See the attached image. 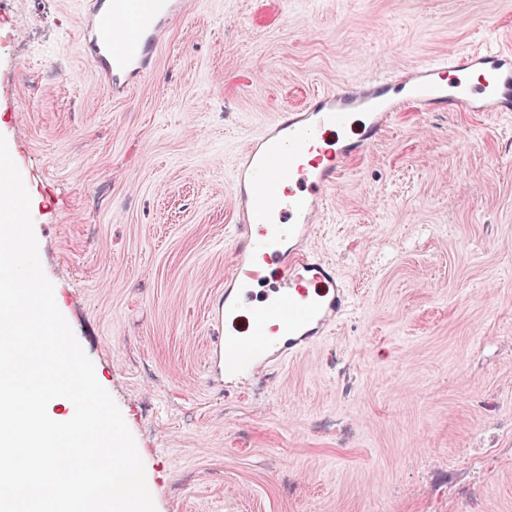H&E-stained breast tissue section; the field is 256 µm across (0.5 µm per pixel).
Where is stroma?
Here are the masks:
<instances>
[{"mask_svg":"<svg viewBox=\"0 0 512 512\" xmlns=\"http://www.w3.org/2000/svg\"><path fill=\"white\" fill-rule=\"evenodd\" d=\"M487 31L512 44V0H193L115 98L79 0L0 17V136L156 512H512V113H396L312 240L350 314L244 394L207 361L251 137L302 95Z\"/></svg>","mask_w":512,"mask_h":512,"instance_id":"1","label":"stroma"}]
</instances>
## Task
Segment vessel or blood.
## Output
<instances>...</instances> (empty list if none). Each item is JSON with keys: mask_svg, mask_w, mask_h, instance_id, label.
I'll list each match as a JSON object with an SVG mask.
<instances>
[{"mask_svg": "<svg viewBox=\"0 0 512 512\" xmlns=\"http://www.w3.org/2000/svg\"><path fill=\"white\" fill-rule=\"evenodd\" d=\"M81 43L113 97L126 96L154 67L162 37L189 0H81ZM512 112V50L479 47L402 76L326 89L285 109L237 155L232 166L234 236L239 242L224 291V318L251 313L241 335L225 334V378L243 381L290 362L322 341L347 315L351 292L335 264L310 252L326 194L350 159L388 130L395 112ZM365 121L343 137L351 113ZM279 254L283 285L266 288L258 256Z\"/></svg>", "mask_w": 512, "mask_h": 512, "instance_id": "1", "label": "vessel or blood"}]
</instances>
